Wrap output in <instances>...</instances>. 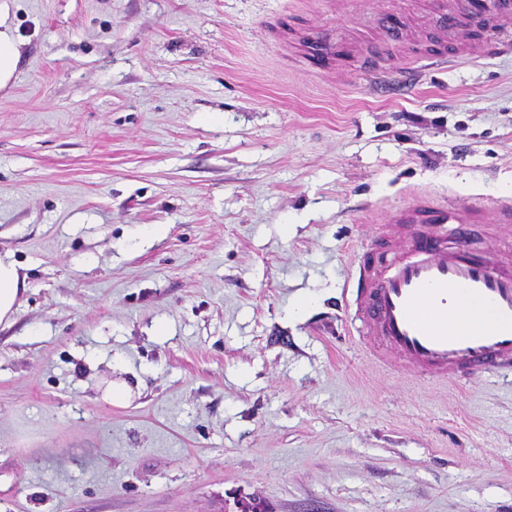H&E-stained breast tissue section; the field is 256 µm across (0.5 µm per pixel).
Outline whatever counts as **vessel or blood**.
I'll use <instances>...</instances> for the list:
<instances>
[{
  "label": "vessel or blood",
  "instance_id": "obj_1",
  "mask_svg": "<svg viewBox=\"0 0 512 512\" xmlns=\"http://www.w3.org/2000/svg\"><path fill=\"white\" fill-rule=\"evenodd\" d=\"M442 24L427 55L402 45L398 22L388 18L382 33L401 59L402 73L420 62L445 66L457 59L455 44H467L464 29L477 20L491 34L512 32V0H467L464 12L434 5ZM319 73L332 71L342 54L320 32L296 37ZM512 223V204H461L448 208L417 195L390 217L379 240L358 252L344 286L345 314L354 336L372 360L408 379L461 382L481 373L512 372V258L498 249L496 229ZM489 226L484 251L467 238L449 240L443 227Z\"/></svg>",
  "mask_w": 512,
  "mask_h": 512
}]
</instances>
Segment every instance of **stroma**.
I'll return each instance as SVG.
<instances>
[{
    "label": "stroma",
    "instance_id": "stroma-1",
    "mask_svg": "<svg viewBox=\"0 0 512 512\" xmlns=\"http://www.w3.org/2000/svg\"><path fill=\"white\" fill-rule=\"evenodd\" d=\"M344 2L0 0V512H512V375L399 377L341 309L410 194L512 201V36L380 90L295 30L434 16ZM19 58L20 43L7 28L0 29V88L11 83ZM295 41L302 47V54L307 58L313 68H317L318 74L333 72L332 61L341 59L342 48H345L351 56L362 52V45L349 43L342 48L329 42L328 38L320 32L307 30L299 33ZM18 266L11 255L0 257V325L11 324L16 314L20 287H24Z\"/></svg>",
    "mask_w": 512,
    "mask_h": 512
}]
</instances>
